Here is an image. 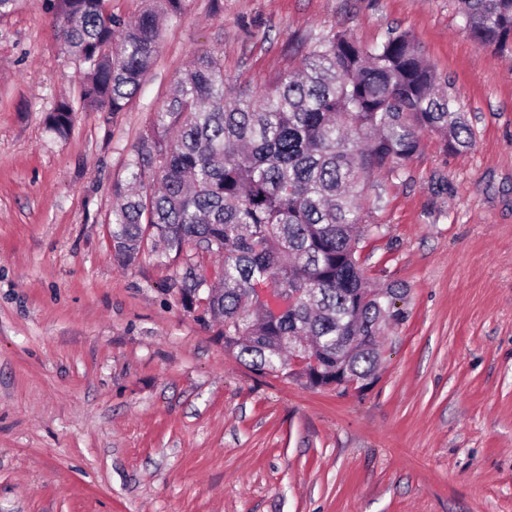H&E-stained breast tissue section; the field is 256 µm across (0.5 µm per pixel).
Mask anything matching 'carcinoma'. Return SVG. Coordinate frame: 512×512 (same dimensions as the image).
<instances>
[{
  "label": "carcinoma",
  "mask_w": 512,
  "mask_h": 512,
  "mask_svg": "<svg viewBox=\"0 0 512 512\" xmlns=\"http://www.w3.org/2000/svg\"><path fill=\"white\" fill-rule=\"evenodd\" d=\"M134 18L111 0H43L81 75L82 109L123 112L157 60L162 21L187 0H147ZM481 48L512 51V0H458ZM77 108L62 100L46 116L67 137ZM432 132L445 152L473 145V131L406 32L375 48L345 32L325 38L296 68L259 92H233L207 54L197 55L166 106L154 114L128 161L127 184L112 186L113 256L136 264L147 243L218 256L207 270L186 265L181 303L208 322L222 318L224 349L259 375L292 376L313 388L369 379L378 336L398 288H371L361 262L362 199L375 171L400 170ZM283 288L295 304L265 318L249 298ZM316 350L315 368H286L291 348Z\"/></svg>",
  "instance_id": "obj_1"
}]
</instances>
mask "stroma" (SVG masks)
I'll list each match as a JSON object with an SVG mask.
<instances>
[{
  "mask_svg": "<svg viewBox=\"0 0 512 512\" xmlns=\"http://www.w3.org/2000/svg\"><path fill=\"white\" fill-rule=\"evenodd\" d=\"M188 0L123 112L45 117L80 74L41 0L0 17V512H512V56L456 0ZM409 33L474 145L435 135L365 192L372 285L402 288L370 384L258 375L182 305L189 262L112 259L113 184L195 55L262 90L321 38ZM75 112H78V109L73 101H59L46 116L48 130L57 137H67L74 124Z\"/></svg>",
  "mask_w": 512,
  "mask_h": 512,
  "instance_id": "1",
  "label": "stroma"
}]
</instances>
